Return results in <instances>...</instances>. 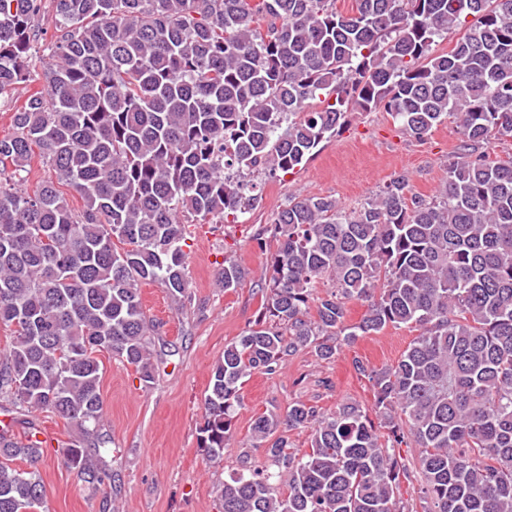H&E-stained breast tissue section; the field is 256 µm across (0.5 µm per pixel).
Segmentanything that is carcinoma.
<instances>
[{"instance_id":"cac0c4a2","label":"carcinoma","mask_w":512,"mask_h":512,"mask_svg":"<svg viewBox=\"0 0 512 512\" xmlns=\"http://www.w3.org/2000/svg\"><path fill=\"white\" fill-rule=\"evenodd\" d=\"M354 2L0 0V95L37 60L48 84L0 136V402L90 435L99 354L153 379L140 285L188 299L185 225L238 222L259 175L300 166L351 112L418 139L453 117L462 153L432 198L403 175L351 211L293 197L263 229L278 242L263 312L212 371L199 447L223 458L254 372L409 325L397 362L369 371L377 420L356 400L261 414L253 437L276 470L230 476L219 512H406L402 446L419 449L422 512H512V158L488 152L512 139V0ZM36 150L55 178L31 191ZM244 276L224 257V290ZM351 299L367 302L354 325ZM300 428L299 456L281 430ZM38 434L0 433V512H45ZM60 453L86 483L110 479L77 444Z\"/></svg>"}]
</instances>
